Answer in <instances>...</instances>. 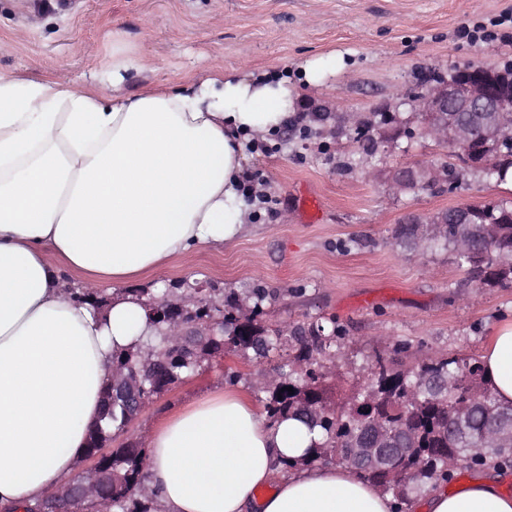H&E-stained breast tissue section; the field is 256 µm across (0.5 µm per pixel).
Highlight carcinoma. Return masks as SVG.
I'll return each instance as SVG.
<instances>
[{
    "label": "carcinoma",
    "mask_w": 512,
    "mask_h": 512,
    "mask_svg": "<svg viewBox=\"0 0 512 512\" xmlns=\"http://www.w3.org/2000/svg\"><path fill=\"white\" fill-rule=\"evenodd\" d=\"M395 122L390 117L377 125L361 120L355 143L366 154L375 150L372 133L379 126ZM465 148L455 144V158L470 170L498 181L512 173V140L502 144L500 160L485 168L475 162L493 149H481L479 134ZM479 221L494 223L490 242H475L468 250L457 245L459 228L448 225L441 233L422 239L419 225H396L395 244L417 253L441 246L456 253L466 279L488 287L512 284V205L476 210ZM212 298L224 309V352L260 362L295 344L290 357L291 369L280 373L260 391L264 411L270 419L297 417L321 439L314 442L310 455L288 463V466L311 465L321 461L343 464L342 457L353 438L367 421H374L384 435L404 431L414 436L419 450L418 472L403 484L392 485L385 475L366 472L360 478L374 484L398 501L409 499L410 493L448 482L451 471H472L488 460L512 464V439L493 436L489 423L508 412L486 382L481 361H469L449 355H433L428 360L406 367L394 358L377 354L373 357L368 382L350 395H334L328 383V371L318 355L336 347L341 339L336 322L316 321L272 327L266 323L269 293L254 288L245 294L222 288L213 289ZM166 327L153 325L152 335L124 352L112 355V363L128 364L150 357L172 345L165 335ZM199 365L175 358L169 366L166 384L172 385L193 375ZM292 391H287V388ZM468 410V434L460 436L451 430L452 418ZM122 405L112 406V413L99 415L88 437L105 444L126 423ZM148 466V448L123 442L112 449V467L117 475L103 492L110 512H156L152 498L143 491Z\"/></svg>",
    "instance_id": "1"
}]
</instances>
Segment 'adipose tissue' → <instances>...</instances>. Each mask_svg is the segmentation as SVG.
I'll return each instance as SVG.
<instances>
[{
	"instance_id": "1",
	"label": "adipose tissue",
	"mask_w": 512,
	"mask_h": 512,
	"mask_svg": "<svg viewBox=\"0 0 512 512\" xmlns=\"http://www.w3.org/2000/svg\"><path fill=\"white\" fill-rule=\"evenodd\" d=\"M112 77L0 75V512L59 489L86 447L113 353L150 322L118 286L200 246L236 242L252 215L244 145L287 124V73L215 66L181 87L135 96ZM110 295L103 311L83 293ZM500 403L512 404V321L481 357ZM313 436L297 418L268 420L234 389L179 408L144 433L146 488L157 512H396L397 501L350 468H282ZM501 467L425 512H512Z\"/></svg>"
}]
</instances>
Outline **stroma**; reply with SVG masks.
I'll return each mask as SVG.
<instances>
[{"mask_svg":"<svg viewBox=\"0 0 512 512\" xmlns=\"http://www.w3.org/2000/svg\"><path fill=\"white\" fill-rule=\"evenodd\" d=\"M512 0H0V74H63L92 79L112 70V50L142 57L124 89L137 94L158 79L179 86L216 64L258 73L308 59H336L318 87L297 85V122L266 144H248L244 174L278 201L254 209L235 244L204 246L162 273L138 280L189 279L244 293L266 289L268 322L335 320L343 338L331 364L342 389L366 381L375 353L406 363L433 354L480 357L492 332L512 321V287L464 280L451 251L417 254L393 240L412 211L424 215L490 198L512 201V186L465 173L453 191L392 195L386 172L406 164H446L452 147L421 134L411 99L433 73L512 64V23H499ZM389 112L414 130L368 155L353 144L354 120ZM321 202L308 222L305 195ZM287 353L256 364L214 359L177 385L130 427L142 435L170 412L224 387L259 401V377Z\"/></svg>","mask_w":512,"mask_h":512,"instance_id":"35a3bbf8","label":"stroma"}]
</instances>
